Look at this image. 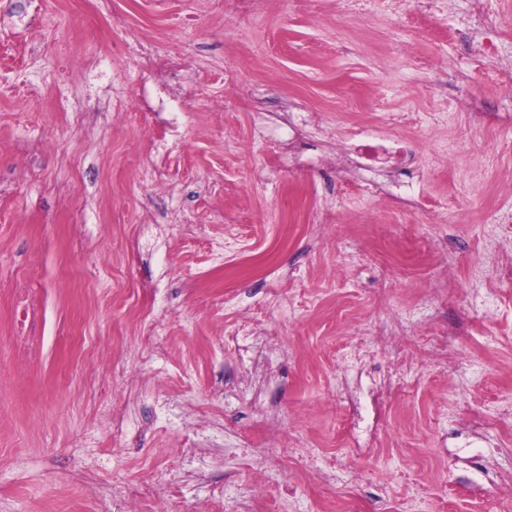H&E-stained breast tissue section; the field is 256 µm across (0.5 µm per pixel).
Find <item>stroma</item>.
Masks as SVG:
<instances>
[{
	"mask_svg": "<svg viewBox=\"0 0 512 512\" xmlns=\"http://www.w3.org/2000/svg\"><path fill=\"white\" fill-rule=\"evenodd\" d=\"M480 32L473 0H268L247 28L214 0H112L160 52L188 59L174 112H136L135 48L98 0H0V344L9 284L31 275L45 350L0 351V512H122L116 486L178 492L196 512L214 486L250 490L225 447L273 449L279 512H512V0ZM195 18L192 26L180 15ZM83 62L65 84L56 57ZM37 88L38 101L11 97ZM400 141L407 161L353 171L343 142ZM412 182L411 209L381 190ZM265 307V333L224 349V327ZM151 320L163 351L140 341ZM447 328L460 360L429 364L386 407L372 457L344 412L389 371L374 329ZM366 335L344 368L333 354ZM123 417L107 429L100 404ZM484 420L471 433L469 418ZM207 437L194 458L177 446ZM336 455L333 482L304 479L288 450ZM462 462L420 497L395 478ZM493 449L508 481L471 496L464 462ZM365 473L350 484L351 472ZM292 483L295 497L279 496Z\"/></svg>",
	"mask_w": 512,
	"mask_h": 512,
	"instance_id": "stroma-1",
	"label": "stroma"
}]
</instances>
